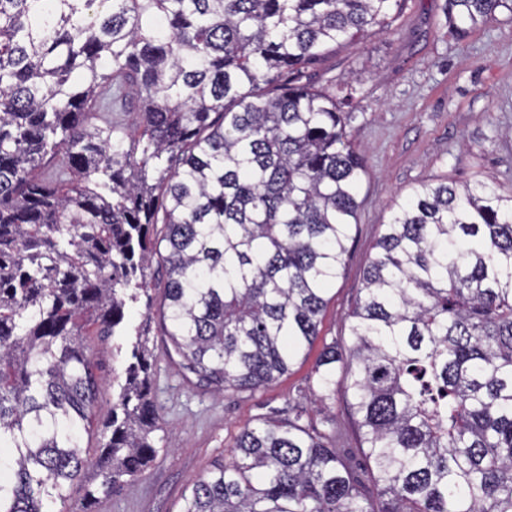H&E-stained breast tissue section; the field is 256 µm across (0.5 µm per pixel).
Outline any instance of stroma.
Wrapping results in <instances>:
<instances>
[{
  "label": "stroma",
  "instance_id": "1",
  "mask_svg": "<svg viewBox=\"0 0 512 512\" xmlns=\"http://www.w3.org/2000/svg\"><path fill=\"white\" fill-rule=\"evenodd\" d=\"M445 7V0H403L391 34L339 44L306 72L318 87L356 88L349 132L365 159V174L359 224L327 293L317 344L288 375L255 394L218 395L180 367L162 327L166 277L157 262L147 271L150 300L127 308L124 335L88 337L87 353L101 379L98 429L82 441L88 455L100 446L99 429L118 390L113 379L130 362L141 329L148 337L152 397L173 443L119 492L99 496L91 512H181L184 494L224 459L246 425L308 394L322 345L348 339V314L393 198L424 180L461 184L479 174L512 187V14L497 11L494 21L458 40L448 30Z\"/></svg>",
  "mask_w": 512,
  "mask_h": 512
}]
</instances>
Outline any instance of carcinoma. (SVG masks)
I'll return each instance as SVG.
<instances>
[{
	"label": "carcinoma",
	"mask_w": 512,
	"mask_h": 512,
	"mask_svg": "<svg viewBox=\"0 0 512 512\" xmlns=\"http://www.w3.org/2000/svg\"><path fill=\"white\" fill-rule=\"evenodd\" d=\"M399 3L0 0V512H88L66 504L89 463L94 499L156 457L140 332L95 459L81 440L84 341L122 330L160 250L164 335L216 391L265 390L315 344L365 170L352 113L302 79L391 32ZM500 8L446 0L460 36ZM390 211L349 343L312 380L321 403L342 392L373 491L334 417L297 401L244 427L181 512H512V189L424 181Z\"/></svg>",
	"instance_id": "obj_1"
}]
</instances>
